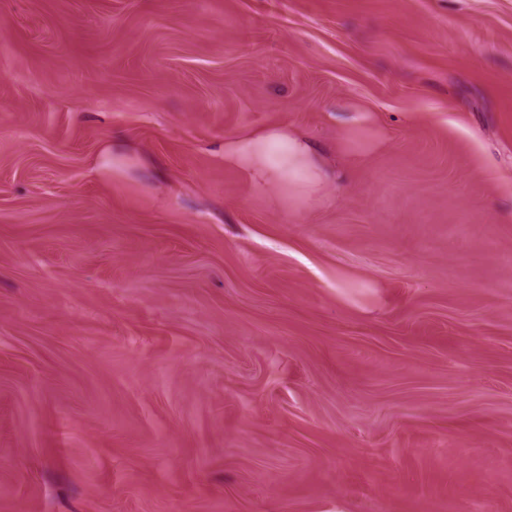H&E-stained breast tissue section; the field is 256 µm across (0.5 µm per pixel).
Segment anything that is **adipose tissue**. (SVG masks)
<instances>
[{"label": "adipose tissue", "instance_id": "obj_1", "mask_svg": "<svg viewBox=\"0 0 512 512\" xmlns=\"http://www.w3.org/2000/svg\"><path fill=\"white\" fill-rule=\"evenodd\" d=\"M224 159L243 168L261 189L280 191L297 207L321 200L328 183L320 150L305 135L280 125L225 141Z\"/></svg>", "mask_w": 512, "mask_h": 512}]
</instances>
